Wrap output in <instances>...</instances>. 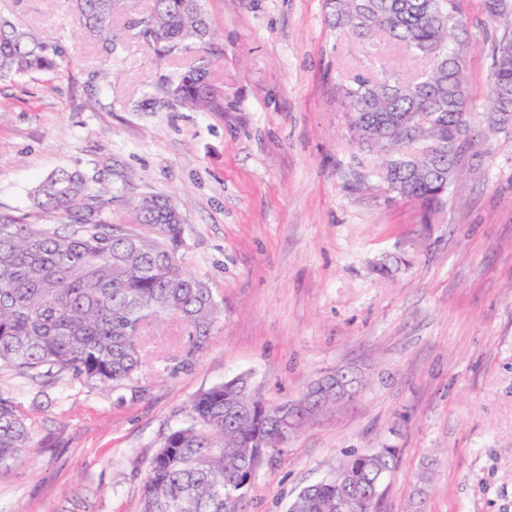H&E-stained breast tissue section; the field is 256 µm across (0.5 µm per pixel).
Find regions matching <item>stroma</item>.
Segmentation results:
<instances>
[{
  "mask_svg": "<svg viewBox=\"0 0 512 512\" xmlns=\"http://www.w3.org/2000/svg\"><path fill=\"white\" fill-rule=\"evenodd\" d=\"M151 4L128 0L106 43L85 37L69 0H0V15L68 51L61 73L0 81V213L33 214L29 189L60 168L92 177L115 224L143 196L170 197L184 266L224 316L175 372L158 354L183 329L156 321L155 351L116 387L0 367L33 444L0 467V512H140L147 465L198 393L244 374L279 403L347 367L361 395L258 464L246 512H286L366 448L397 455L381 512H412L420 488L426 512H512V128L489 130L486 114L512 13L492 21L484 0H456L473 140L426 221L388 198L348 136L337 87L371 59L324 0H203L220 112L159 106L195 58H160L140 35Z\"/></svg>",
  "mask_w": 512,
  "mask_h": 512,
  "instance_id": "obj_1",
  "label": "stroma"
}]
</instances>
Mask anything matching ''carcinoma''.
Instances as JSON below:
<instances>
[{
	"label": "carcinoma",
	"mask_w": 512,
	"mask_h": 512,
	"mask_svg": "<svg viewBox=\"0 0 512 512\" xmlns=\"http://www.w3.org/2000/svg\"><path fill=\"white\" fill-rule=\"evenodd\" d=\"M78 23L90 35L112 37V20L124 0H72ZM328 16L370 51L382 42L397 46L414 68L409 76L356 77L338 87L348 129L359 149L403 164L378 178L396 182L392 197L430 207L464 166L465 156L439 154L429 128H410L417 113L432 115L443 137H452L471 104L464 46L453 43L462 26L448 0H325ZM142 34L161 56L194 49L198 65L170 84L165 105L199 112L224 110L213 88L206 54L212 29L201 0H153ZM65 49L33 29L0 17V81L57 72ZM489 126L512 124V38L492 51ZM48 217L74 215L67 230L28 224L0 215V363L19 370H71L102 384L131 379L143 362V333L155 314L184 326L180 348L165 358L177 370L189 365L211 336L221 310L205 283L182 266V219L157 195L132 208L133 223L152 229L128 234L105 218V202L80 171L61 169L32 190ZM276 406L250 398L241 377L199 394L191 422L171 431L150 460L142 489V512H241L255 468L263 456L288 443L276 430ZM32 441L13 402L0 396V464L27 457ZM394 454H352L341 470L351 484L331 476L302 488L293 502L301 512H336L344 496L381 486Z\"/></svg>",
	"instance_id": "carcinoma-1"
}]
</instances>
